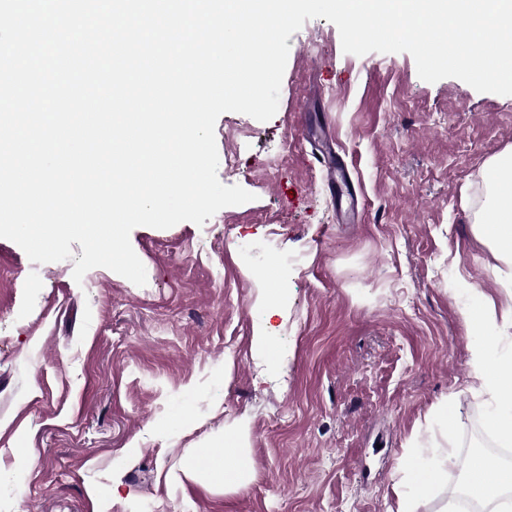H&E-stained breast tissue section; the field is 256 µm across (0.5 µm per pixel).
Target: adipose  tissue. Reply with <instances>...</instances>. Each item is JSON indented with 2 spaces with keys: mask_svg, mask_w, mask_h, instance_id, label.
Masks as SVG:
<instances>
[{
  "mask_svg": "<svg viewBox=\"0 0 512 512\" xmlns=\"http://www.w3.org/2000/svg\"><path fill=\"white\" fill-rule=\"evenodd\" d=\"M483 177L491 190V199L489 215L478 225L477 235L500 259L512 263V152L495 157L486 166ZM495 343V337L490 336L470 346V361L475 386L487 392L494 404L486 429L508 447L512 445V358L494 357ZM224 443L226 453L210 457L207 468H199L196 457H188L182 467L184 476L194 479L204 475L225 488L244 486L251 474V465L242 449L239 433H225ZM494 466L492 459L482 455L473 456L467 466L468 495L488 505L497 504L503 493L512 491L511 467L498 482L481 481L482 471Z\"/></svg>",
  "mask_w": 512,
  "mask_h": 512,
  "instance_id": "ef3b65f1",
  "label": "adipose tissue"
}]
</instances>
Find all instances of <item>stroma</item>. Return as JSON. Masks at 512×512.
Listing matches in <instances>:
<instances>
[{
  "label": "stroma",
  "mask_w": 512,
  "mask_h": 512,
  "mask_svg": "<svg viewBox=\"0 0 512 512\" xmlns=\"http://www.w3.org/2000/svg\"><path fill=\"white\" fill-rule=\"evenodd\" d=\"M288 44L276 114L215 125L236 160L218 178L253 201L134 228L146 285L75 282L76 242L37 267L0 238V512H390L413 447L457 454L420 512L450 507L489 402L465 313L480 293L512 309V267L475 234L512 96L344 53L323 18ZM267 323L279 370L254 342ZM232 430L246 487L182 476Z\"/></svg>",
  "instance_id": "35a3bbf8"
}]
</instances>
